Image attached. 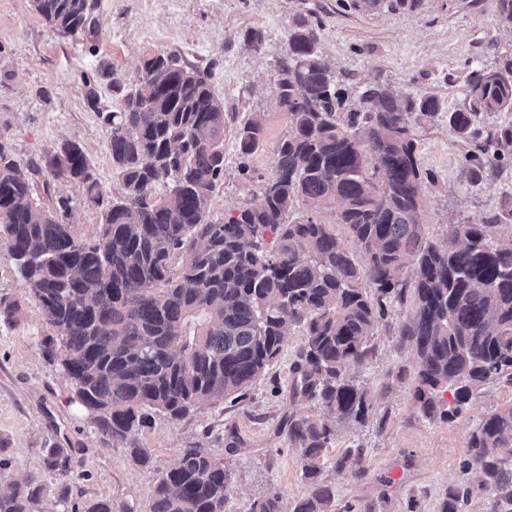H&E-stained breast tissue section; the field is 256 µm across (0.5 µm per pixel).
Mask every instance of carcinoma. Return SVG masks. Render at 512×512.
<instances>
[{
    "mask_svg": "<svg viewBox=\"0 0 512 512\" xmlns=\"http://www.w3.org/2000/svg\"><path fill=\"white\" fill-rule=\"evenodd\" d=\"M57 33L94 24L95 0H31ZM419 0H353L374 11H413ZM320 27L294 23L276 63L274 96L288 114L275 147L273 176L227 221L211 218L224 180V101L209 78L172 53L143 59L139 88L119 80L121 107L108 112L112 170L123 192L104 198L86 154L67 142L43 157L46 171L84 185L100 208V229L79 241L57 212L40 206L28 178L0 139V244L46 317L42 342L105 440L129 441L150 413L185 417L202 401H236L277 358L288 329L303 336L294 393L316 399L339 420L362 421L368 391L348 374L369 354V338L401 296L415 266V310L403 326L417 358L415 397L422 414L451 420L488 379L512 378V240L493 241L488 224H450L439 242L421 222V171L412 117L433 120L438 97L402 96L391 86L362 91L338 84L317 51ZM467 105L448 113L453 135H475L483 116L512 112V58L467 78ZM239 172L265 141L262 119L235 131ZM512 146V127L487 132L465 157L481 172ZM166 194L157 195V186ZM309 208L289 219L296 203ZM332 208L358 244L359 262L331 225L311 213ZM273 236L269 248L267 236ZM448 391L453 404L439 394ZM331 428L288 418L312 493L284 504L273 495L251 512H331L333 489L319 479ZM362 452L345 451L336 467L359 472ZM65 448L48 449L66 470ZM0 512H45L47 489L2 473ZM465 473L478 484L448 486L440 512H464L478 495L487 512H512V403L489 412L470 435ZM230 477L207 448L181 450L152 490L147 512H224Z\"/></svg>",
    "mask_w": 512,
    "mask_h": 512,
    "instance_id": "cac0c4a2",
    "label": "carcinoma"
}]
</instances>
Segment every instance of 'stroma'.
I'll return each instance as SVG.
<instances>
[{"label": "stroma", "instance_id": "1", "mask_svg": "<svg viewBox=\"0 0 512 512\" xmlns=\"http://www.w3.org/2000/svg\"><path fill=\"white\" fill-rule=\"evenodd\" d=\"M94 15L92 29L64 38L30 0H0V138L11 146L41 206L55 210L68 200L75 237L97 234L99 210L88 204L81 184L53 178L41 160L62 143H79L104 195L119 194L98 112L117 109L113 79L133 82L143 57L154 51L208 71L214 95L236 123L263 115L266 142L249 161L251 178L239 174L234 134L226 132L224 182L211 214L229 219L258 194L274 172V148L288 133V116L274 97V64L286 50L289 28L305 17L320 22L318 51L342 84L358 88L379 81L443 102L445 116L413 124L427 240H442L449 225L463 223L490 225L497 241L512 239V155L494 173L473 177L464 157L474 145L450 134L447 119L464 106L473 68L512 56V33L500 22L496 0H421L416 10L398 12L359 10L350 0H98ZM250 28L262 33L260 51L244 41ZM90 85L99 96L95 109L86 100ZM0 300L19 306L15 322L0 320V455L10 461L12 479L50 489L69 485L72 508L104 498L141 512L159 477L174 467L182 448L195 443L210 448L229 473L224 512H250L270 493L293 503L312 491L284 426L295 415L333 430L320 478L334 490L335 512H439L449 485L463 478L471 433L487 413L512 402V382L496 377L454 419L423 416L414 397L417 360L400 334L414 313L409 290L375 325L368 357L351 370L368 391L364 421H337L317 400L294 395L292 367L302 336L293 329L243 400L203 402L178 420L156 414L138 436L151 455L141 466L125 444L102 442L68 377L44 356L48 326L1 245ZM53 444L70 449L67 472L46 467L45 450ZM350 448L363 451L361 473L336 468L337 456Z\"/></svg>", "mask_w": 512, "mask_h": 512}]
</instances>
